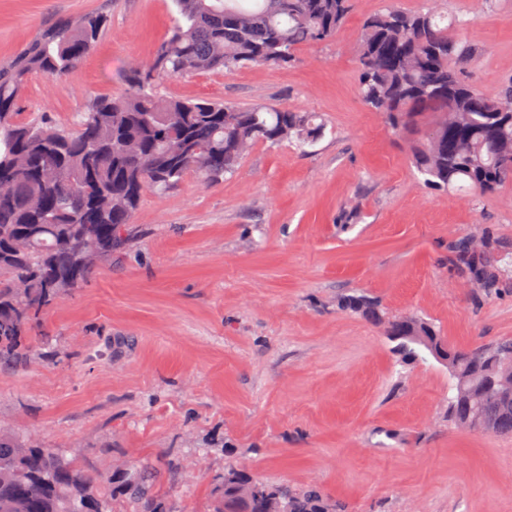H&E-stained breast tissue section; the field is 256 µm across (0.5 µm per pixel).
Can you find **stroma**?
I'll list each match as a JSON object with an SVG mask.
<instances>
[{
	"mask_svg": "<svg viewBox=\"0 0 512 512\" xmlns=\"http://www.w3.org/2000/svg\"><path fill=\"white\" fill-rule=\"evenodd\" d=\"M356 0L333 40L295 64L164 81L181 98L312 112L306 151L255 144L237 173H190L146 192L129 243L45 316L46 342L0 369V426L101 467L178 458L171 512H209L236 467L321 488L346 512H512V435L448 420V369L401 362L382 326L340 310L366 294L386 317L432 321L448 344L512 337V288L484 296L448 266V246L485 230L512 250V184L474 201L426 186L405 136L359 90ZM472 18L462 77L486 95L512 77V0H447ZM90 11L111 25L64 82L32 75L21 117L71 122L118 95L169 36L172 0H0V61L42 29Z\"/></svg>",
	"mask_w": 512,
	"mask_h": 512,
	"instance_id": "35a3bbf8",
	"label": "stroma"
}]
</instances>
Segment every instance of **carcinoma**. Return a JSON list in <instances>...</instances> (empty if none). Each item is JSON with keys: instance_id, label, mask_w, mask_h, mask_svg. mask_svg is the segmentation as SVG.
Wrapping results in <instances>:
<instances>
[{"instance_id": "cac0c4a2", "label": "carcinoma", "mask_w": 512, "mask_h": 512, "mask_svg": "<svg viewBox=\"0 0 512 512\" xmlns=\"http://www.w3.org/2000/svg\"><path fill=\"white\" fill-rule=\"evenodd\" d=\"M177 17L149 67L133 71L125 91L94 99L74 127L46 117L20 121L19 91L33 74L66 79L96 45L110 17L91 12L43 30L11 60L0 62V366L16 364L43 331V314L129 240L143 194L166 191L190 172L215 181L235 172L242 144L303 148L323 134L310 112L241 107L211 99L162 96L161 78L250 66L288 65L305 43L335 37L354 0H173ZM471 20L446 17L438 0L405 10L396 0L366 19L358 44L365 104L390 129L414 136L412 158L425 184H468L478 201L512 182V79L495 97L461 73L472 46L449 33ZM52 168L47 184L39 176ZM455 275L493 296L512 288L488 232L448 248ZM341 306L385 326L405 360L442 358L454 380L448 417L484 432L512 434V337L462 350L418 316L386 320L365 296ZM169 460L118 466L93 475L32 437L0 430V512H168L158 485ZM212 512H336L315 485L293 489L234 467L219 478Z\"/></svg>"}]
</instances>
